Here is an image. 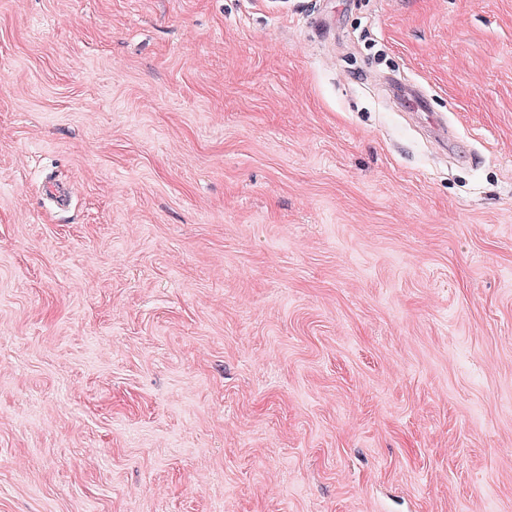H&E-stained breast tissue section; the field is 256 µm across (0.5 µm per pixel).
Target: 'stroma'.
Segmentation results:
<instances>
[{
  "instance_id": "stroma-1",
  "label": "stroma",
  "mask_w": 512,
  "mask_h": 512,
  "mask_svg": "<svg viewBox=\"0 0 512 512\" xmlns=\"http://www.w3.org/2000/svg\"><path fill=\"white\" fill-rule=\"evenodd\" d=\"M0 512H512V0H0Z\"/></svg>"
}]
</instances>
